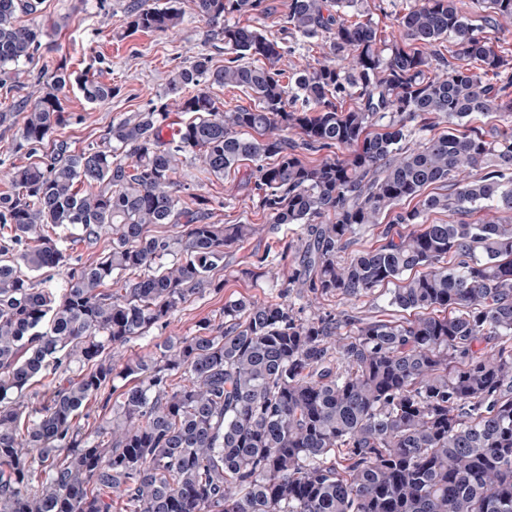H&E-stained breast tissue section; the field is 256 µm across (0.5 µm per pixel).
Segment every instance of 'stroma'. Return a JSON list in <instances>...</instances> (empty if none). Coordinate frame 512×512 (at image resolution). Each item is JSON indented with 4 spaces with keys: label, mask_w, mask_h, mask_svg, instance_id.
Returning a JSON list of instances; mask_svg holds the SVG:
<instances>
[{
    "label": "stroma",
    "mask_w": 512,
    "mask_h": 512,
    "mask_svg": "<svg viewBox=\"0 0 512 512\" xmlns=\"http://www.w3.org/2000/svg\"><path fill=\"white\" fill-rule=\"evenodd\" d=\"M133 0H43L34 15L20 16L24 25L40 30V45L31 60L23 62L27 83L45 81L57 69L74 74H88L112 84L114 93L106 101L90 103L83 99L77 87L61 93L60 99L71 120L56 131L59 139L83 147L98 142L113 121L131 112H141L164 103L169 80L174 69L188 65L191 57L200 53L211 55L214 62L223 63L224 53L213 47L207 38L208 23L194 11L190 0H183L184 22L177 33L126 32V12ZM270 14L243 16L239 22L259 28L268 37L282 41L290 53L287 63L301 68L320 57L322 49L315 40H298L281 28V18L288 9V0H267ZM206 192L211 200L214 221L232 224L238 221L262 223L252 203L249 185L240 174L210 178ZM264 226L261 234L247 242L228 247L224 268L215 273L221 281L219 289H208L183 304L169 326L153 330L147 338L132 341L113 350L117 365L128 359L154 352L156 345L178 336L196 335L201 322L217 321L226 302L241 298L263 300L278 295L283 289L280 279L253 276L251 269L258 257L284 241L298 244L301 230L296 224ZM390 299L389 287L376 288L360 297L343 296L320 300L326 311L346 313L358 318L384 316Z\"/></svg>",
    "instance_id": "obj_1"
}]
</instances>
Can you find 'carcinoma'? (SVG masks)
<instances>
[{"label":"carcinoma","instance_id":"obj_1","mask_svg":"<svg viewBox=\"0 0 512 512\" xmlns=\"http://www.w3.org/2000/svg\"><path fill=\"white\" fill-rule=\"evenodd\" d=\"M192 2L224 64L194 57L172 102L83 148L55 141L0 192V512H512V49L489 35L512 27V0H413L392 43L346 18L358 0H289L285 31L327 49L291 70L282 42L228 22L266 0ZM40 5L0 0V69L23 87L38 31L17 18ZM183 18L181 0L137 2L126 30L173 34ZM72 83L112 97L57 70L30 86L17 147L69 123L58 93ZM204 85L254 104L224 110ZM173 111L187 120L167 140ZM475 113L501 125L459 130ZM189 158L216 178L254 163L265 223L301 226L297 298L395 283L403 316L237 299L117 368L113 347L168 325L214 285L224 249L260 232L211 221L209 198L176 180ZM382 223V243L348 251ZM105 235L100 257L70 263ZM63 267L60 293L37 287ZM114 396L111 418L81 427L89 401Z\"/></svg>","mask_w":512,"mask_h":512}]
</instances>
